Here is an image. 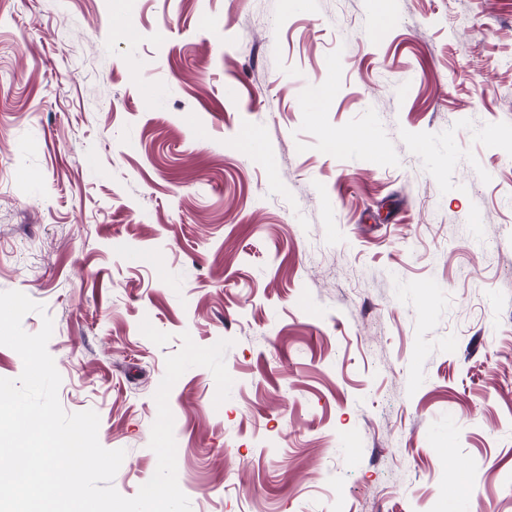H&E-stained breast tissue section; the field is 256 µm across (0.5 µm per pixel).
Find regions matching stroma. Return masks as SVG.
<instances>
[{
    "label": "stroma",
    "instance_id": "1",
    "mask_svg": "<svg viewBox=\"0 0 512 512\" xmlns=\"http://www.w3.org/2000/svg\"><path fill=\"white\" fill-rule=\"evenodd\" d=\"M11 290L124 497L186 332L192 512H512V0H0Z\"/></svg>",
    "mask_w": 512,
    "mask_h": 512
}]
</instances>
